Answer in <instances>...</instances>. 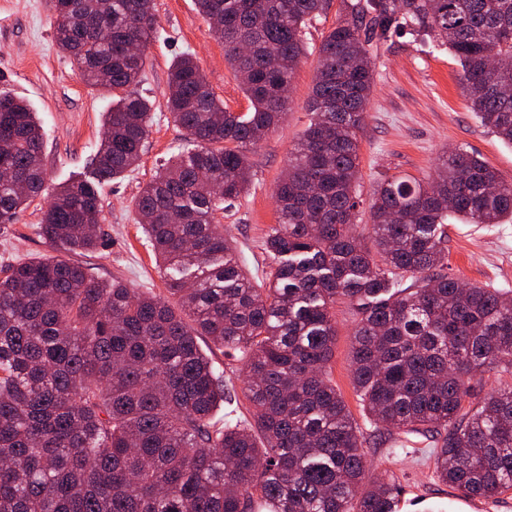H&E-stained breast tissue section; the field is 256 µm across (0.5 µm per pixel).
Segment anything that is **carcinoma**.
<instances>
[{"instance_id":"1","label":"carcinoma","mask_w":512,"mask_h":512,"mask_svg":"<svg viewBox=\"0 0 512 512\" xmlns=\"http://www.w3.org/2000/svg\"><path fill=\"white\" fill-rule=\"evenodd\" d=\"M59 48L112 93L94 177L58 187L39 233L102 244V184L141 158L153 103L137 92L157 34L154 0H51ZM250 102L234 113L187 54L166 107L189 148L137 197L167 296L34 258L0 277V512H397L398 487L366 486L364 438L328 364L338 300L358 307L353 385L387 431L434 436L437 477L482 498L512 488V388L469 408L474 373L512 369V295L446 271L444 224L512 219V183L463 150L437 179L381 181L379 258L353 232L360 134L373 89L368 31L409 29L448 47L471 111L512 144V0H349L325 34L312 114L278 181L264 246L268 287L242 272L218 215L250 183L248 152L276 126L326 0H195ZM140 44L133 53L130 44ZM42 126L0 92V224L45 191ZM410 292H392L398 277ZM240 353L253 420L215 414L224 375L199 341Z\"/></svg>"}]
</instances>
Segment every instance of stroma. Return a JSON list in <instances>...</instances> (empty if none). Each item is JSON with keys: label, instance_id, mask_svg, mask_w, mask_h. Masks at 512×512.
I'll return each mask as SVG.
<instances>
[{"label": "stroma", "instance_id": "35a3bbf8", "mask_svg": "<svg viewBox=\"0 0 512 512\" xmlns=\"http://www.w3.org/2000/svg\"><path fill=\"white\" fill-rule=\"evenodd\" d=\"M158 33L147 49L141 92L154 104L141 160L122 178L101 189L102 225L107 233L98 251L82 256L91 274L101 280L122 278L139 293L164 294V281L136 212L141 187L161 164L181 153L185 132L166 108L168 68L173 59L190 53L207 83L229 111L243 113L250 103L224 59V46L199 14L194 0H155ZM343 8L328 0L323 15L306 32L307 51L295 73L288 107L280 124L250 150L249 192L226 207L219 221L236 248L238 259L255 287L267 284L272 263L263 241L277 222L274 188L288 156L308 126L311 95L323 34ZM374 89L360 140V207L356 230L367 248H374L370 203L381 179L410 176L422 181L437 177L448 151L463 149L484 159L503 181L512 182V146L482 125L468 107L459 67L447 48L408 31L373 39L368 46ZM0 91L27 99L43 132V165L49 189L88 173L102 133L108 94L89 85L56 41L50 0H0ZM50 197L35 198L0 228V273L10 265L57 251L38 233ZM446 263L463 282L512 291V221L467 224L449 218ZM336 345L328 371L366 440L365 450L376 477L400 489L399 512H512V490L489 499L465 496L438 480L430 437L398 435L374 428L366 418L352 381L351 336L356 310L337 301ZM214 366L224 383L239 396L237 414L251 418L244 398L245 371L232 354L211 348Z\"/></svg>", "mask_w": 512, "mask_h": 512}]
</instances>
